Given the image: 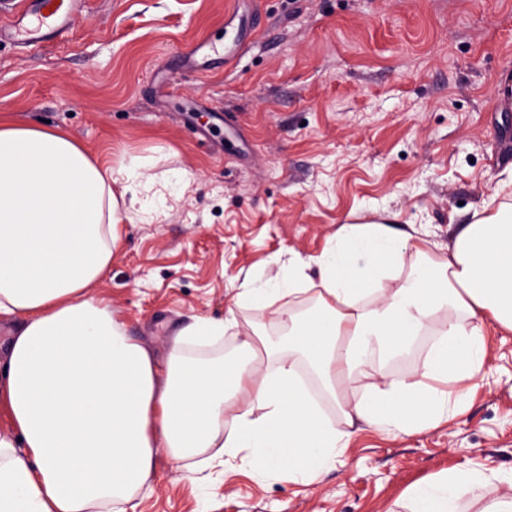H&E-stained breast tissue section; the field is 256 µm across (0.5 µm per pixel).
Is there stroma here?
I'll list each match as a JSON object with an SVG mask.
<instances>
[{
	"label": "stroma",
	"mask_w": 512,
	"mask_h": 512,
	"mask_svg": "<svg viewBox=\"0 0 512 512\" xmlns=\"http://www.w3.org/2000/svg\"><path fill=\"white\" fill-rule=\"evenodd\" d=\"M246 31L219 67L199 41ZM512 0H85L64 38L0 42V116L62 128L90 153L136 157L144 221L122 227L97 291L129 336L166 356L194 318L234 312L236 329L187 360L242 357L246 333L281 349L264 310L235 307L294 255L319 256L345 224L416 228L447 247L491 197L512 204ZM440 318L401 359H370L367 383L423 379ZM462 413L412 435L346 425L333 468L305 483L213 462L190 472L158 452L136 512H393L416 484L478 468L464 495L512 496V333L490 338Z\"/></svg>",
	"instance_id": "obj_1"
}]
</instances>
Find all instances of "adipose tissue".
<instances>
[{
    "instance_id": "adipose-tissue-1",
    "label": "adipose tissue",
    "mask_w": 512,
    "mask_h": 512,
    "mask_svg": "<svg viewBox=\"0 0 512 512\" xmlns=\"http://www.w3.org/2000/svg\"><path fill=\"white\" fill-rule=\"evenodd\" d=\"M141 176L136 162L112 166L66 130L0 120V317L18 322L0 359L11 430L0 435V512H129L161 448L178 462L214 448L262 478L312 480L348 435L308 395L299 363L346 422L411 435L460 410L463 393L446 385L482 370L488 330L512 332V205L503 203L475 210L444 253L414 231L346 224L314 261L290 257L271 287L244 284L236 306L265 309L288 330L287 354L264 376L181 362V342L224 335L238 325L231 313L195 319L158 360L95 294L111 277L121 221L137 215L114 186ZM439 314L425 380L340 397L367 359L401 349ZM487 480L470 469L422 482L409 512H458L459 497Z\"/></svg>"
}]
</instances>
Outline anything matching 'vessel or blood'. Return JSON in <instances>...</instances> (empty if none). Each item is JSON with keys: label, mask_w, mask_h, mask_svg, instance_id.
Segmentation results:
<instances>
[{"label": "vessel or blood", "mask_w": 512, "mask_h": 512, "mask_svg": "<svg viewBox=\"0 0 512 512\" xmlns=\"http://www.w3.org/2000/svg\"><path fill=\"white\" fill-rule=\"evenodd\" d=\"M82 10L83 0H28L8 26L0 27V40L31 47L65 37Z\"/></svg>", "instance_id": "vessel-or-blood-1"}]
</instances>
